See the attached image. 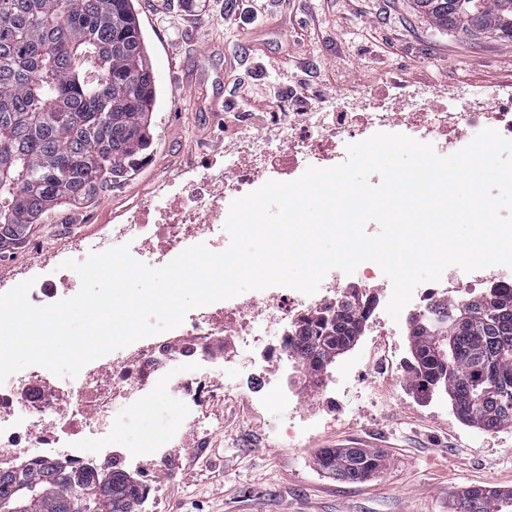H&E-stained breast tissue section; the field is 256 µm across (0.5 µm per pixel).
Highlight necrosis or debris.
<instances>
[{
  "label": "necrosis or debris",
  "instance_id": "1",
  "mask_svg": "<svg viewBox=\"0 0 512 512\" xmlns=\"http://www.w3.org/2000/svg\"><path fill=\"white\" fill-rule=\"evenodd\" d=\"M408 112H355L340 106L333 112H298L281 120L279 140L244 130L237 146L224 154L221 173L204 171L201 182L220 180L223 192L212 198L196 194L184 205L178 194L158 193L148 205L133 208L124 223L113 225L108 236L76 247L74 256L86 258L115 244L128 245L131 254L149 252L154 263L165 264L189 246L202 243L211 251L230 244L213 220L226 213L239 194L262 180L291 181L311 166L327 168L346 157V142L377 132L403 133L432 144L446 154L462 141L466 130L493 128L512 139V96L498 90L470 91L460 112L434 110L428 92L417 93ZM371 267L348 275L331 270L313 295L273 286L252 292L233 304L218 301L198 309L187 322L162 337L140 339L85 365L72 382L53 384L45 368L31 367L0 385V470L49 454H62L72 465H88L79 443L85 433L113 432L112 407L134 408L136 392L167 384L181 395L183 411L193 414L214 388L202 373L186 369V360L199 356L212 365L213 346L222 336L237 337L254 347L258 362L285 364L294 355L286 340L287 328L315 318L317 313L347 300L367 322L378 325L379 309L389 300ZM512 280V269L492 266L471 273L456 270L440 280L418 286L408 305L410 314L429 316L440 304L461 302L480 294L493 279ZM181 367L182 375L170 370Z\"/></svg>",
  "mask_w": 512,
  "mask_h": 512
}]
</instances>
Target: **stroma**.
<instances>
[{
    "mask_svg": "<svg viewBox=\"0 0 512 512\" xmlns=\"http://www.w3.org/2000/svg\"><path fill=\"white\" fill-rule=\"evenodd\" d=\"M267 2L134 0L157 90L143 158L92 201L32 225L22 245L0 257L1 282H17L36 258H58L107 235L162 186L189 184L191 169H222L225 149L239 138L238 126L225 121L240 110L233 93L240 81L261 95L278 91L284 112H331L364 98L376 110L404 112L422 86L438 108L459 103L465 85L512 91V40L440 26L416 0H288L277 16L265 14ZM193 71L201 79L180 98L176 79ZM371 339L363 333L317 389L295 364L253 375L251 352L224 337L211 374L224 394L197 419L181 416L175 397L160 390L137 412L117 408L112 437H87L84 451L93 459L104 446L136 453L128 470L137 474L153 449L181 438L180 450L153 472L162 493L144 512H451L468 487L511 492L512 427L465 424L444 393L424 402L410 378L372 373L342 407L328 403L326 389L344 385L346 367L365 360ZM292 413L317 423L295 448L285 433ZM342 446L379 452L381 469L357 483L319 469L318 452Z\"/></svg>",
    "mask_w": 512,
    "mask_h": 512,
    "instance_id": "obj_1",
    "label": "stroma"
}]
</instances>
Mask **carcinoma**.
Here are the masks:
<instances>
[{"label":"carcinoma","mask_w":512,"mask_h":512,"mask_svg":"<svg viewBox=\"0 0 512 512\" xmlns=\"http://www.w3.org/2000/svg\"><path fill=\"white\" fill-rule=\"evenodd\" d=\"M436 23L464 35L512 40V0H420ZM133 0H0V229L28 234L49 210L74 207L126 176L148 146L157 91ZM437 322L413 323L423 363L408 370L415 389L442 377L463 421L487 430L512 426V285H496ZM356 323L338 310L309 321L294 346L305 368L334 356ZM442 343L448 375L434 347ZM320 469L357 482L382 466L364 448H326ZM99 512H141L147 486L124 469L76 468L36 460L0 472V501L21 512H78L88 492ZM457 512H512V493L471 486Z\"/></svg>","instance_id":"obj_1"}]
</instances>
